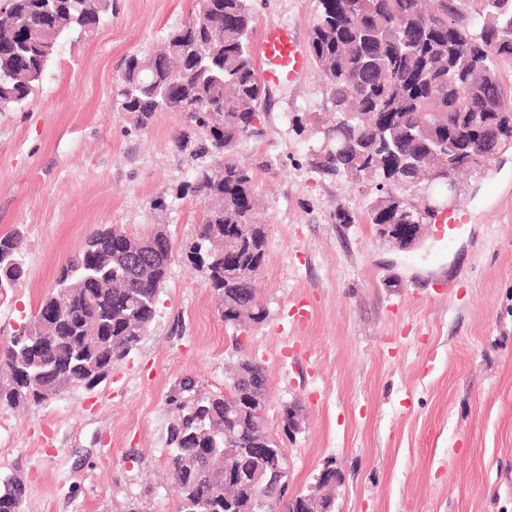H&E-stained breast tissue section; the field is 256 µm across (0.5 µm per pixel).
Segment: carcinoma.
<instances>
[{
  "instance_id": "1",
  "label": "carcinoma",
  "mask_w": 512,
  "mask_h": 512,
  "mask_svg": "<svg viewBox=\"0 0 512 512\" xmlns=\"http://www.w3.org/2000/svg\"><path fill=\"white\" fill-rule=\"evenodd\" d=\"M470 14L457 0H318L309 52L335 112L312 129L315 167L357 184L374 183L375 226L411 224L416 206L393 203L381 183L417 187L453 154V175L483 167L512 139V93L498 62L512 58V0H480ZM208 16L170 32L149 57L129 55L112 95L115 112L148 127L158 112H180L175 146L200 161L185 190L204 206L195 260L206 266L220 319L233 325L268 317L254 288L269 225L256 216L252 173L233 158L254 133L267 88L250 50L251 0H207ZM112 0H6L0 9V111L42 84L62 43L88 37ZM224 139V156L208 149ZM118 224L94 229L59 268L70 294H49L31 318L0 343V406L16 408L91 386L136 348L153 323L174 247L147 251L133 267ZM27 272L19 230L0 235V278L16 288ZM227 399L184 377L170 388L164 453L179 492L178 512H252L256 492L240 481L224 489V449L277 447L265 424L269 394L263 366L241 358ZM26 485L0 477V512H24Z\"/></svg>"
}]
</instances>
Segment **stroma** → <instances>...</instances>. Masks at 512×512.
Listing matches in <instances>:
<instances>
[{
  "label": "stroma",
  "instance_id": "35a3bbf8",
  "mask_svg": "<svg viewBox=\"0 0 512 512\" xmlns=\"http://www.w3.org/2000/svg\"><path fill=\"white\" fill-rule=\"evenodd\" d=\"M253 38L285 24L308 44L317 0H253ZM197 0H114L88 38L63 42L38 92L0 112V234L20 230L27 274L0 300V342L34 313L60 265L102 224L167 225L169 278L147 336L105 380L18 412L0 408V475L27 488L25 512H177L164 455L166 396L183 376L222 391L240 358L269 381L267 425L288 459V493L341 471L338 512H512V145L460 175L456 230L430 223L400 251L369 224L376 190L320 174L291 119L328 111L316 68L269 91L233 154L253 174L268 224L256 287L269 317L221 321L190 259L204 207L182 188L183 118L144 130L112 109L126 57L150 54ZM163 197L167 211L151 203ZM354 223L339 224L336 207ZM313 315L290 323L297 299ZM301 404L284 433V404Z\"/></svg>",
  "mask_w": 512,
  "mask_h": 512
}]
</instances>
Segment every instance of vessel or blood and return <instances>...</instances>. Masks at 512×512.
Instances as JSON below:
<instances>
[{"label":"vessel or blood","instance_id":"vessel-or-blood-1","mask_svg":"<svg viewBox=\"0 0 512 512\" xmlns=\"http://www.w3.org/2000/svg\"><path fill=\"white\" fill-rule=\"evenodd\" d=\"M257 54L259 77L269 87L295 84L307 69V54L284 26L265 27Z\"/></svg>","mask_w":512,"mask_h":512}]
</instances>
